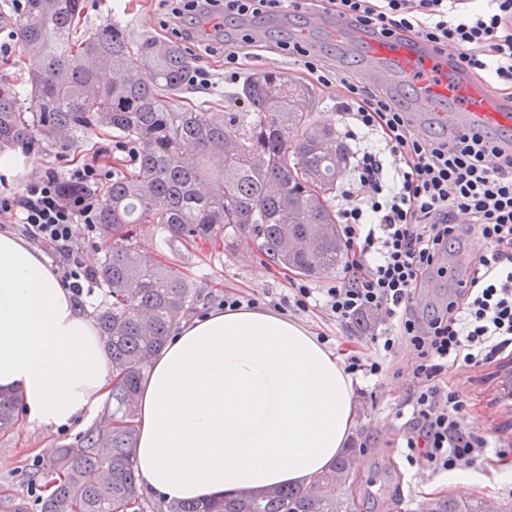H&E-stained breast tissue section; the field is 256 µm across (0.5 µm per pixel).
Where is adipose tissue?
Returning a JSON list of instances; mask_svg holds the SVG:
<instances>
[{
    "label": "adipose tissue",
    "instance_id": "1",
    "mask_svg": "<svg viewBox=\"0 0 512 512\" xmlns=\"http://www.w3.org/2000/svg\"><path fill=\"white\" fill-rule=\"evenodd\" d=\"M111 391L93 321L37 249L0 231V393L60 428ZM353 391L302 324L257 307L209 312L167 338L138 390L136 466L167 502L309 484L346 444Z\"/></svg>",
    "mask_w": 512,
    "mask_h": 512
}]
</instances>
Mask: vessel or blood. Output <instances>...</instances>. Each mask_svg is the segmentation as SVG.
Segmentation results:
<instances>
[{"label": "vessel or blood", "mask_w": 512, "mask_h": 512, "mask_svg": "<svg viewBox=\"0 0 512 512\" xmlns=\"http://www.w3.org/2000/svg\"><path fill=\"white\" fill-rule=\"evenodd\" d=\"M366 43L367 77L378 78L377 63H389L412 88L411 112L436 114L446 128L459 126L464 118L479 127L512 126V99L492 96L462 66L440 72L424 44L385 41L374 36L367 37Z\"/></svg>", "instance_id": "obj_1"}]
</instances>
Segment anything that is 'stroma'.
Wrapping results in <instances>:
<instances>
[{
  "label": "stroma",
  "instance_id": "1",
  "mask_svg": "<svg viewBox=\"0 0 512 512\" xmlns=\"http://www.w3.org/2000/svg\"><path fill=\"white\" fill-rule=\"evenodd\" d=\"M17 14L15 0H0V42L11 45L10 53L0 54V78L22 93L27 88L28 75L18 65L22 51L15 37ZM163 18L159 0H89L84 27L92 32L104 23L115 21L130 42H139L147 36L167 41L171 35L161 27ZM334 24V19L322 16L316 5L299 16L289 17L284 27L278 26L273 16L256 19L255 28L265 29L271 48L258 58L247 60L241 75L246 78L258 71L288 73L290 78L310 89L313 120L335 127L349 151L379 149L380 141L363 131L347 136L345 119L339 109L341 90L309 79L302 63L280 48L281 43L303 39L338 69L357 73L364 50L359 45L337 42ZM184 49L195 72L205 76L204 81L191 82L183 91L184 100L207 112L246 111L247 103L240 95L239 85L224 81L223 54L211 53L205 38L185 44ZM111 148L112 143L106 137L94 136L77 149H62L48 142L39 149H23L25 169L9 181L7 189L19 191L22 182L50 168L65 181L70 179L76 166L95 160L99 161L105 174H112L113 160L107 155ZM139 244L145 254L175 268L196 289L198 298L189 310L193 316L222 308L228 295L261 300L270 293H287L291 283L298 278L295 271L268 265L254 244L236 248L186 245L171 251L164 246L160 234L149 227L142 229ZM293 319L311 333L331 334L327 346L340 355L364 341L367 335L363 329L336 326L316 310L294 314ZM411 357L408 348H401L390 363V372L379 378L360 377L355 382V425L345 447L357 461L354 480L348 489L354 512H420L423 502L461 492L447 481L445 475L416 473L392 445L397 435L393 412L405 398L409 382L406 370ZM496 370V364L492 363L477 371L454 373L451 378L464 395L471 397L469 416L476 421V430L480 433L500 430L506 419L505 410L491 403L497 383ZM79 436V431L72 428L53 431L25 422L13 435L0 437V491L38 495L40 488L32 482L33 473L46 470L57 449L75 442ZM503 470V461L484 460L472 468V481L463 492L470 497L512 499V481L506 483L500 479Z\"/></svg>",
  "mask_w": 512,
  "mask_h": 512
}]
</instances>
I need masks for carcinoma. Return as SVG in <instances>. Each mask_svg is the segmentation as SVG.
Wrapping results in <instances>:
<instances>
[{
    "label": "carcinoma",
    "mask_w": 512,
    "mask_h": 512,
    "mask_svg": "<svg viewBox=\"0 0 512 512\" xmlns=\"http://www.w3.org/2000/svg\"><path fill=\"white\" fill-rule=\"evenodd\" d=\"M85 0H23L18 25L29 61L25 97L0 85V149L40 140L68 149L108 131L136 147L134 170L95 189L106 234L96 269L107 300L95 321L112 359L114 383L95 427L58 449L35 501L6 494L0 512H350L353 457L345 453L308 485H286L164 507L138 498L133 448L136 392L152 359L196 298L170 266L147 263L138 233L149 224L164 245L258 244L267 260L304 276L335 272L343 251L330 195L336 190V129L310 121L308 91L285 73L263 72L241 88L249 111L217 121L181 102L193 67L176 42L132 45L106 23L82 31ZM20 397L0 395V435L20 426ZM428 512H486L482 498L450 495Z\"/></svg>",
    "instance_id": "cac0c4a2"
}]
</instances>
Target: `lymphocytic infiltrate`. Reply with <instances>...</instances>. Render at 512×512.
<instances>
[{
	"label": "lymphocytic infiltrate",
	"mask_w": 512,
	"mask_h": 512,
	"mask_svg": "<svg viewBox=\"0 0 512 512\" xmlns=\"http://www.w3.org/2000/svg\"><path fill=\"white\" fill-rule=\"evenodd\" d=\"M327 10L374 30L384 39H416L438 55L454 50L470 75L487 76L499 91H512V0H490L485 9L469 0H325ZM301 0H179L171 11L174 33L187 15L246 19L298 12ZM320 84L339 83L350 122L381 136L384 153L353 155L355 178L342 189L338 233L348 276L326 287L294 282L291 295L274 296L281 312L320 309L339 326L373 320L363 352L348 369L381 376L398 347L414 354L412 385L395 412L401 426L396 448L412 467L434 474L473 467L487 456L512 455V445L473 431L470 403L446 381L449 370L481 368L512 354V150L475 129L447 139L414 134L408 113L390 98L348 76L326 70L303 45H288ZM94 198L74 199L51 170L0 196L22 234L51 254L56 272L74 296L97 286L93 267L81 258L74 226L95 229ZM471 237L478 247L465 288H456L433 312L416 306L430 279L448 274L440 257L450 241Z\"/></svg>",
	"instance_id": "1"
}]
</instances>
